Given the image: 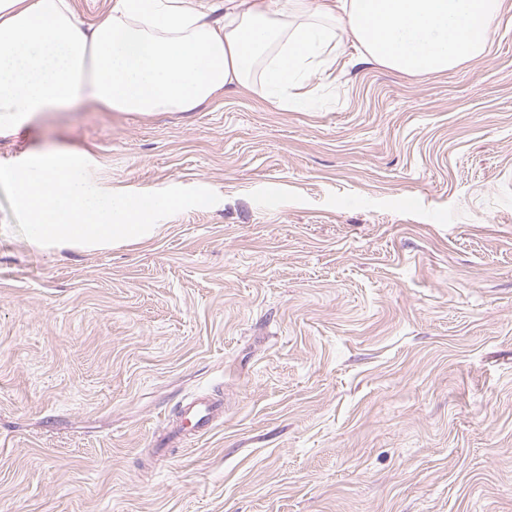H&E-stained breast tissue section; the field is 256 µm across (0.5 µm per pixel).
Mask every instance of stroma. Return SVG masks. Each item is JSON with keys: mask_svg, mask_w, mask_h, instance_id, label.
<instances>
[{"mask_svg": "<svg viewBox=\"0 0 512 512\" xmlns=\"http://www.w3.org/2000/svg\"><path fill=\"white\" fill-rule=\"evenodd\" d=\"M336 56L306 110L78 102L0 131L220 201L39 248L0 190V512H512V0L442 74ZM209 433L167 443L191 398Z\"/></svg>", "mask_w": 512, "mask_h": 512, "instance_id": "1", "label": "stroma"}]
</instances>
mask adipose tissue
Masks as SVG:
<instances>
[{"instance_id": "adipose-tissue-1", "label": "adipose tissue", "mask_w": 512, "mask_h": 512, "mask_svg": "<svg viewBox=\"0 0 512 512\" xmlns=\"http://www.w3.org/2000/svg\"><path fill=\"white\" fill-rule=\"evenodd\" d=\"M502 0H108L88 21L72 0H0V128L83 99L116 112H191L261 80L298 111L293 87L335 54L333 30L369 62L428 76L480 56Z\"/></svg>"}]
</instances>
